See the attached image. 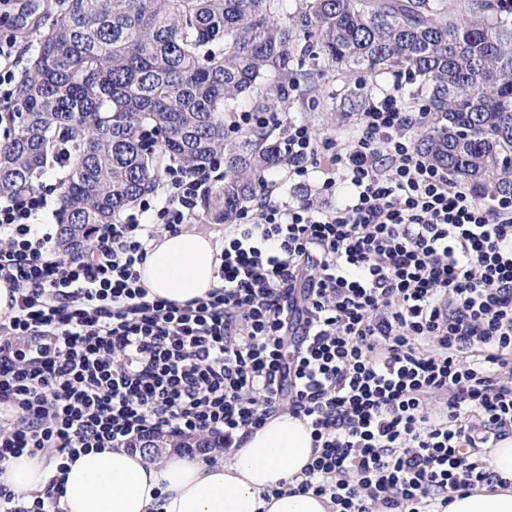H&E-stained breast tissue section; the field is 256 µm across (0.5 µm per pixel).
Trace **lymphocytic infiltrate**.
Here are the masks:
<instances>
[{"label": "lymphocytic infiltrate", "instance_id": "obj_1", "mask_svg": "<svg viewBox=\"0 0 512 512\" xmlns=\"http://www.w3.org/2000/svg\"><path fill=\"white\" fill-rule=\"evenodd\" d=\"M348 141L276 112L315 204L260 197L224 234L219 285L148 297L157 230L200 218L222 157L166 164L152 192L74 252L47 220L58 184L0 196V462L42 455L58 485L79 453L166 433L233 448L289 412L312 430L300 491L334 512H441L489 482L512 436V195L484 201L422 155L424 104L366 88Z\"/></svg>", "mask_w": 512, "mask_h": 512}]
</instances>
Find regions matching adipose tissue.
I'll use <instances>...</instances> for the list:
<instances>
[{
	"mask_svg": "<svg viewBox=\"0 0 512 512\" xmlns=\"http://www.w3.org/2000/svg\"><path fill=\"white\" fill-rule=\"evenodd\" d=\"M218 243L196 231L160 233L140 268L149 296L183 304L219 284ZM314 457L311 430L286 413L268 417L245 442L209 458L168 453L150 460L125 448L90 450L71 463L57 495L61 512H332L329 498L300 492ZM492 482L453 492L447 512H512V436L486 458ZM51 471L42 456L0 466V485L37 494Z\"/></svg>",
	"mask_w": 512,
	"mask_h": 512,
	"instance_id": "adipose-tissue-1",
	"label": "adipose tissue"
}]
</instances>
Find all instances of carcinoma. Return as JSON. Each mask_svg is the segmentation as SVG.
<instances>
[{
  "label": "carcinoma",
  "instance_id": "carcinoma-1",
  "mask_svg": "<svg viewBox=\"0 0 512 512\" xmlns=\"http://www.w3.org/2000/svg\"><path fill=\"white\" fill-rule=\"evenodd\" d=\"M464 2L459 13L452 0H56L0 139V195L35 188L70 139L56 224L71 248L151 192L164 159L222 153L205 210L230 224L286 164L275 130L234 137L231 114L287 112L329 71L415 75L409 97L430 112L419 150L476 195L511 194L512 18L500 0Z\"/></svg>",
  "mask_w": 512,
  "mask_h": 512
}]
</instances>
